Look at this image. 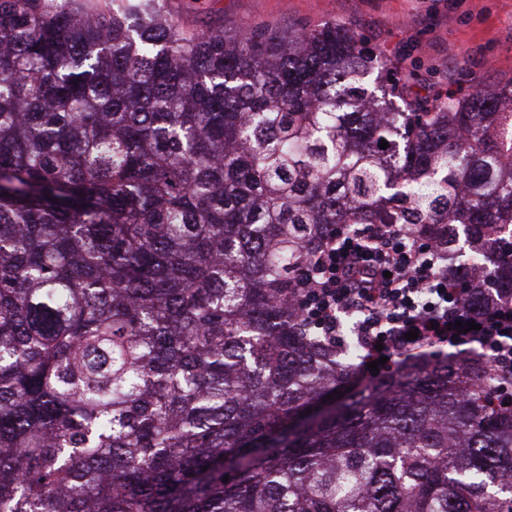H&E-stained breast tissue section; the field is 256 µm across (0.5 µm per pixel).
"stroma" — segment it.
<instances>
[{
    "label": "stroma",
    "mask_w": 512,
    "mask_h": 512,
    "mask_svg": "<svg viewBox=\"0 0 512 512\" xmlns=\"http://www.w3.org/2000/svg\"><path fill=\"white\" fill-rule=\"evenodd\" d=\"M185 26L271 24L301 30L333 21L368 47L404 58L439 85L468 91L512 81V0H171Z\"/></svg>",
    "instance_id": "1"
}]
</instances>
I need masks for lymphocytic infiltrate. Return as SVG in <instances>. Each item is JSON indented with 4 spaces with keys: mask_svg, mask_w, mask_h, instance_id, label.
Wrapping results in <instances>:
<instances>
[{
    "mask_svg": "<svg viewBox=\"0 0 512 512\" xmlns=\"http://www.w3.org/2000/svg\"><path fill=\"white\" fill-rule=\"evenodd\" d=\"M306 266L302 288L316 328L336 339L343 317L356 316L364 360L379 362L380 373L449 348L512 371V298L490 288L484 271L459 290L462 266L449 264L416 225L362 224L332 233ZM462 322L475 323V330L460 332Z\"/></svg>",
    "mask_w": 512,
    "mask_h": 512,
    "instance_id": "f902f5d3",
    "label": "lymphocytic infiltrate"
}]
</instances>
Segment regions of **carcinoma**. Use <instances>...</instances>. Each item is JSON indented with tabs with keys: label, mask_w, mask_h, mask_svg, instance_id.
<instances>
[{
	"label": "carcinoma",
	"mask_w": 512,
	"mask_h": 512,
	"mask_svg": "<svg viewBox=\"0 0 512 512\" xmlns=\"http://www.w3.org/2000/svg\"><path fill=\"white\" fill-rule=\"evenodd\" d=\"M352 224L512 250V83L336 23L0 0V512H512L483 361L362 385L303 324Z\"/></svg>",
	"instance_id": "obj_1"
}]
</instances>
